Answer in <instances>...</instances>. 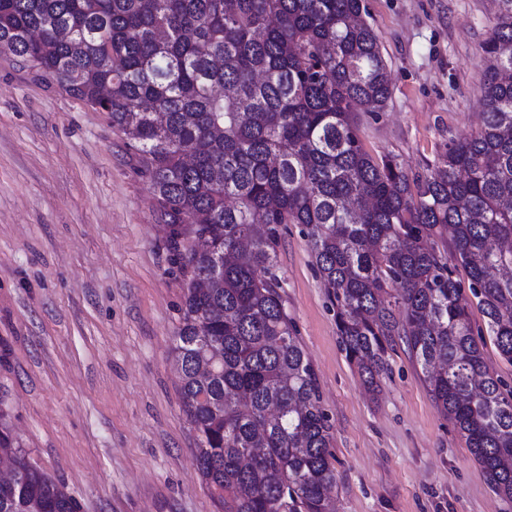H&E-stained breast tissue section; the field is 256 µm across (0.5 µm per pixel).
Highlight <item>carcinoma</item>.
I'll list each match as a JSON object with an SVG mask.
<instances>
[{"label":"carcinoma","mask_w":512,"mask_h":512,"mask_svg":"<svg viewBox=\"0 0 512 512\" xmlns=\"http://www.w3.org/2000/svg\"><path fill=\"white\" fill-rule=\"evenodd\" d=\"M362 0H0V49L106 112L137 158L184 280L170 354L197 469L224 512H329L332 424L285 307L301 226L346 357L371 392L404 341L428 392L512 502V0L483 45V123L409 178L368 153L388 66ZM463 268L467 280L459 278ZM486 318L474 330L468 297ZM20 464L0 512H79ZM484 359L490 371L502 378L505 382L512 386V363L504 360L489 336H485V344L483 346Z\"/></svg>","instance_id":"obj_1"}]
</instances>
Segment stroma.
Wrapping results in <instances>:
<instances>
[{"label":"stroma","mask_w":512,"mask_h":512,"mask_svg":"<svg viewBox=\"0 0 512 512\" xmlns=\"http://www.w3.org/2000/svg\"><path fill=\"white\" fill-rule=\"evenodd\" d=\"M391 72L357 115L374 157L425 173L482 126V46L498 0H362ZM279 269L333 425L336 512H512L436 408L405 344L362 385L297 224ZM183 282L125 137L0 53V425L80 512H218L169 353Z\"/></svg>","instance_id":"stroma-1"}]
</instances>
